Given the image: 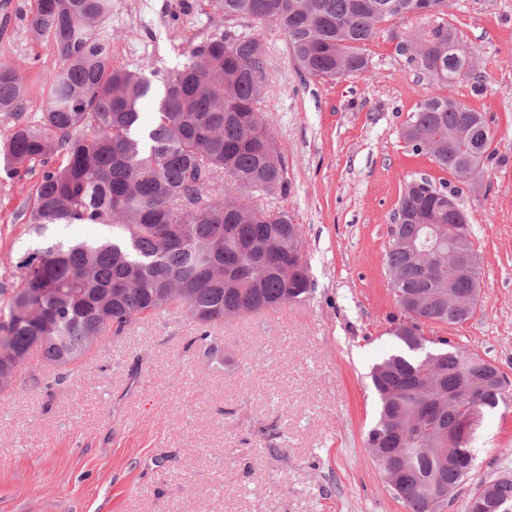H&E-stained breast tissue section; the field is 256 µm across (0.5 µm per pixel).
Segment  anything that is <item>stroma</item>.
Masks as SVG:
<instances>
[{
  "label": "stroma",
  "mask_w": 512,
  "mask_h": 512,
  "mask_svg": "<svg viewBox=\"0 0 512 512\" xmlns=\"http://www.w3.org/2000/svg\"><path fill=\"white\" fill-rule=\"evenodd\" d=\"M33 7L0 0V62L24 78L30 118L43 112L42 80L57 64L28 28ZM223 23L205 0H112V56L132 67L150 60L166 74ZM441 25L474 54L487 86L480 96L469 81L454 87L495 132L498 160L469 184L400 136L438 82L397 45ZM234 26L266 48L259 109L290 184L288 196L253 203L299 225L315 292L214 327L219 363L192 344L194 324L175 312L103 337L58 384L30 352L0 391V512L32 501L59 502L63 512H407L364 438L376 412L369 373L404 319L383 256L413 178L457 191L483 276L469 320L424 322L420 334L468 348L512 379V0H448L441 13L384 22L363 48L367 70L334 82L297 68L277 25ZM41 176L0 173V306L18 262L42 244L19 214ZM507 472L512 406L485 416L476 466L438 512H464L481 483Z\"/></svg>",
  "instance_id": "1"
}]
</instances>
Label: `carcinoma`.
I'll use <instances>...</instances> for the list:
<instances>
[{"label": "carcinoma", "mask_w": 512, "mask_h": 512, "mask_svg": "<svg viewBox=\"0 0 512 512\" xmlns=\"http://www.w3.org/2000/svg\"><path fill=\"white\" fill-rule=\"evenodd\" d=\"M416 0H210L227 22L274 23L294 62L308 75L336 80L367 68L362 46L381 24L410 15ZM112 0H36L30 30L49 41L57 68L44 80L45 112L24 117L27 88L0 62V112L15 118L0 145L14 178L51 159L29 196L28 221L49 226L98 224L104 235L48 242L20 266V280L0 313V368L22 363L33 348L58 370L81 361L99 336L125 335L139 320L175 311L195 324L196 341L218 359V323L304 301L315 291L288 213L261 210L249 196L288 195L286 171L257 105L266 49L251 36L216 30L180 68L161 77L112 59L106 24ZM408 63L444 89L411 113L401 136L459 182L487 170L494 133L486 119L445 92L460 80L484 93L473 58L455 50L438 28L412 40ZM156 102L142 123L144 102ZM456 194L426 179L409 181L393 214L383 257L400 312L437 323L467 320L448 305L481 288V268L458 278L448 270V244L463 224L448 218ZM395 349L370 371L378 410L365 447L379 467L389 459L407 512H432L441 489H458L472 473L480 436L450 458L442 436L474 406L512 404L505 383L486 381L488 361L444 339L394 331ZM485 502L512 504V475L481 484Z\"/></svg>", "instance_id": "obj_1"}]
</instances>
